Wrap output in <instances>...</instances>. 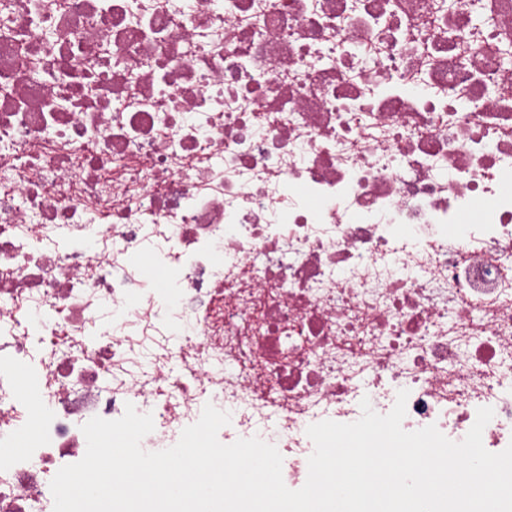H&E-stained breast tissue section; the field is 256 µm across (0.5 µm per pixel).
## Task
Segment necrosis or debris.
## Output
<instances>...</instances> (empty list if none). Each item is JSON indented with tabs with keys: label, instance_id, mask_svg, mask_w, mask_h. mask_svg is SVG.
I'll return each mask as SVG.
<instances>
[{
	"label": "necrosis or debris",
	"instance_id": "obj_1",
	"mask_svg": "<svg viewBox=\"0 0 512 512\" xmlns=\"http://www.w3.org/2000/svg\"><path fill=\"white\" fill-rule=\"evenodd\" d=\"M507 46L512 0H0V512L129 404L148 452L274 422L293 490L309 425L402 389L405 431L511 445Z\"/></svg>",
	"mask_w": 512,
	"mask_h": 512
}]
</instances>
